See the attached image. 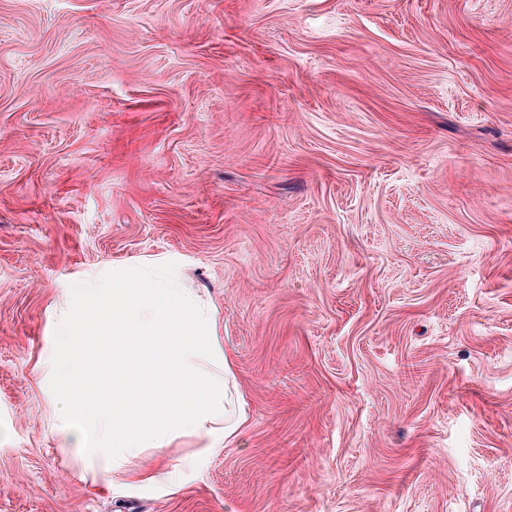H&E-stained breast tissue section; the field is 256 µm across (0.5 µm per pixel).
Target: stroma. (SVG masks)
I'll use <instances>...</instances> for the list:
<instances>
[{
    "instance_id": "35a3bbf8",
    "label": "stroma",
    "mask_w": 512,
    "mask_h": 512,
    "mask_svg": "<svg viewBox=\"0 0 512 512\" xmlns=\"http://www.w3.org/2000/svg\"><path fill=\"white\" fill-rule=\"evenodd\" d=\"M157 258L249 422L96 481L55 324ZM0 512H512V0H0Z\"/></svg>"
}]
</instances>
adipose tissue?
<instances>
[{"label":"adipose tissue","instance_id":"obj_1","mask_svg":"<svg viewBox=\"0 0 512 512\" xmlns=\"http://www.w3.org/2000/svg\"><path fill=\"white\" fill-rule=\"evenodd\" d=\"M78 309L60 323L53 359L59 388L74 393L83 369L74 353H93V336L113 337L112 402L89 408L74 398L64 420L81 433V452L104 479L150 481L126 464L143 448H166L196 436L231 443L248 420L229 392L231 363L218 333V311L183 287L179 267L150 263L117 267L111 277L76 286ZM99 315L87 329L86 307Z\"/></svg>","mask_w":512,"mask_h":512}]
</instances>
